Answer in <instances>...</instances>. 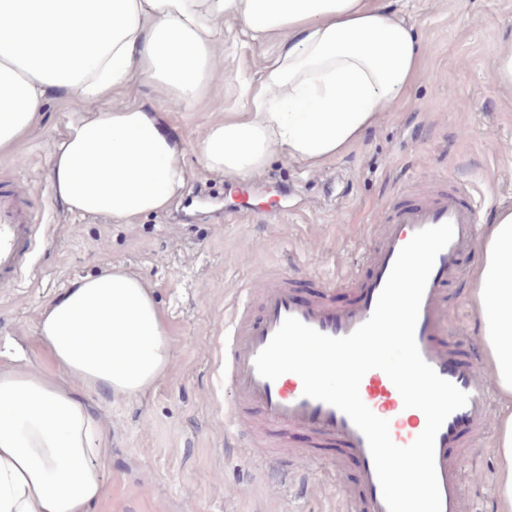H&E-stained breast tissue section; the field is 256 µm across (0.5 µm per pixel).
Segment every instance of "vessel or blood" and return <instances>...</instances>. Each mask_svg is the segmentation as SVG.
Returning a JSON list of instances; mask_svg holds the SVG:
<instances>
[{
    "label": "vessel or blood",
    "mask_w": 512,
    "mask_h": 512,
    "mask_svg": "<svg viewBox=\"0 0 512 512\" xmlns=\"http://www.w3.org/2000/svg\"><path fill=\"white\" fill-rule=\"evenodd\" d=\"M446 222L453 224L454 237L435 260L421 302L415 340L437 374L469 396L467 405L453 412L441 427L435 463L442 512H470L456 453L474 446L487 429L493 391L480 372L476 350L447 334L448 280L461 256L472 252L478 240L475 201L467 191L452 183L439 186L428 200L401 193L388 216L374 227L378 242L365 254L367 275L354 272L325 277L309 273L314 292L306 299L296 298L294 276L269 277L251 290L261 310L260 318H253L249 306L242 304L235 306L224 322V391L231 398L233 420H259L274 439L304 432L316 453L332 447L338 460L354 464V474L334 475L336 483L356 486L355 491L344 494L341 512H387L365 436L336 407L305 397L296 374L267 380L257 373L254 359L290 316L332 337L353 332L371 316L400 248L417 231ZM35 236L25 189L10 182L0 184L1 286H17L30 268ZM338 288L352 289L353 301L336 305L332 293ZM360 396L374 414L388 420L397 445L411 444L426 425L420 410L404 407L398 390L381 370L364 375Z\"/></svg>",
    "instance_id": "obj_1"
}]
</instances>
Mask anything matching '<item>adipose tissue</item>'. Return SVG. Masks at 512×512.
Returning <instances> with one entry per match:
<instances>
[{
  "mask_svg": "<svg viewBox=\"0 0 512 512\" xmlns=\"http://www.w3.org/2000/svg\"><path fill=\"white\" fill-rule=\"evenodd\" d=\"M246 42H274L248 107L207 129L199 162L228 179L259 173L273 153L317 168L347 153L398 110L422 72L416 28L381 0H0V152L38 123L50 96L72 103L54 144L53 196L116 224L168 207L184 185L183 149L152 108H103L134 80L187 106L226 79L224 21ZM484 365L505 405L497 512H512V210L486 225L470 293ZM40 341L62 377L0 370V512H90L102 495L100 423L67 387L133 397L174 358L149 285L111 266L47 301Z\"/></svg>",
  "mask_w": 512,
  "mask_h": 512,
  "instance_id": "1",
  "label": "adipose tissue"
}]
</instances>
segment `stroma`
Wrapping results in <instances>:
<instances>
[{
	"instance_id": "stroma-1",
	"label": "stroma",
	"mask_w": 512,
	"mask_h": 512,
	"mask_svg": "<svg viewBox=\"0 0 512 512\" xmlns=\"http://www.w3.org/2000/svg\"><path fill=\"white\" fill-rule=\"evenodd\" d=\"M416 0L425 76L399 111L387 114L364 141L318 170L273 155L246 181L204 170L198 145L222 111L246 102L236 75L257 77L266 45H241L224 23V67L231 78L192 106L171 111L142 83L106 100V107H157L167 133L184 147L185 186L169 207L114 224L79 215L51 195V150L68 129L69 104L52 97L19 149L0 155V178L28 192L38 224L32 270L19 287H0V366L23 354L30 369L59 379L38 340L43 304L74 277L123 265L153 288L175 357L149 389L128 400L92 395L103 430L98 463L103 493L91 512H334L342 492L326 480L327 461L301 456L306 435L285 445L290 468L307 482L270 479L249 449L234 445L225 425L218 367L225 315L263 275L317 271L329 276L356 266L371 230L402 190L454 175L493 223L512 209V93L496 81L502 45L512 41V0ZM476 254L461 257L448 281V329L481 344L470 303ZM471 512H496L495 441L460 457Z\"/></svg>"
}]
</instances>
